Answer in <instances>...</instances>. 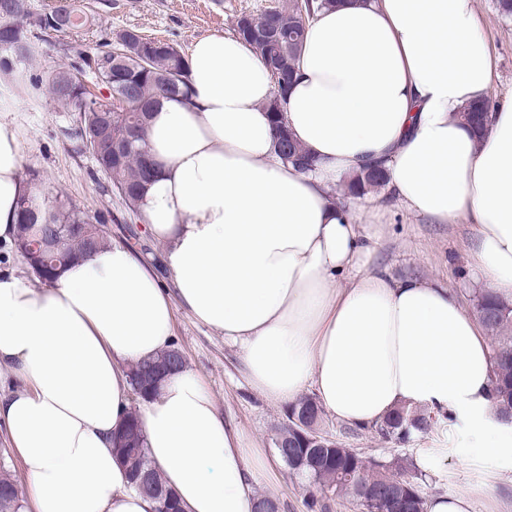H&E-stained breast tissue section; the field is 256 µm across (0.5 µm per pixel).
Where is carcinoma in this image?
I'll list each match as a JSON object with an SVG mask.
<instances>
[{"label": "carcinoma", "instance_id": "obj_1", "mask_svg": "<svg viewBox=\"0 0 512 512\" xmlns=\"http://www.w3.org/2000/svg\"><path fill=\"white\" fill-rule=\"evenodd\" d=\"M64 0H58L47 9L35 10L32 0H0V19L10 16L24 20L9 38L0 37V77L22 85L28 94L47 97L60 111L77 114L76 150L86 153L107 175L111 192L125 205L133 218L141 217L139 202L145 187L156 172L147 139L151 113L161 100L172 96L186 98L190 93L185 53L170 54L159 51L152 42L117 41L92 46L93 55L100 61L96 70L77 69L68 65L48 76L33 73V62L48 46L63 40L61 31L51 20ZM343 0H302L299 7L310 17L326 7H335ZM296 6L291 10L269 11L258 18L242 16L235 32L277 73L275 93L267 104L272 112L276 141L287 142L298 159L283 162L311 170L313 160L290 135L281 112L285 96L295 73L305 26L295 18ZM110 90L115 100L112 108L103 111L90 87ZM492 111L491 101L467 106L462 117L478 137L487 132ZM385 184V171L380 166L366 170L349 181L348 194L359 196L368 189ZM17 233L14 246L27 268L41 282L57 280L65 267L80 260L91 250L108 243L106 233H97L94 225L105 223V216L82 210L67 195L56 194L48 199L37 192L23 193L16 205ZM475 318L490 335L494 378L491 395L495 415L505 424L512 423V300L485 291L476 297ZM184 360L178 348L162 350L150 360L128 367L131 384L148 378L160 367L175 370ZM311 408V420L318 423L322 409L316 398L301 396L288 406L287 414H298ZM435 424V416L426 408L397 409L378 426L386 437L407 439L414 433H426ZM288 447L276 449L288 470L305 477L314 485H331L337 499L348 489V477L364 470L368 474L366 491L376 500H383L393 488L404 486L409 498L400 502L394 512H426L427 499L418 490L425 466L405 460L395 465L390 461L366 457L356 448H345L336 443L334 448L318 450L304 447L295 440V432L286 431ZM116 456L129 471L130 479L143 481L160 489L168 499L175 494L163 484L152 468L146 452L145 435L137 410H132L112 438ZM23 500V488L7 466H0V512H18Z\"/></svg>", "mask_w": 512, "mask_h": 512}]
</instances>
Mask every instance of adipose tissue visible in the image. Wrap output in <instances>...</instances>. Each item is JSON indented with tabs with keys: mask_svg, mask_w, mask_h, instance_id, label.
<instances>
[{
	"mask_svg": "<svg viewBox=\"0 0 512 512\" xmlns=\"http://www.w3.org/2000/svg\"><path fill=\"white\" fill-rule=\"evenodd\" d=\"M189 99L148 130L158 164L141 202L175 284L114 243L36 286L0 275V425L28 480L23 512H157L129 482L111 436L132 406L129 364L173 344L174 302L236 345L251 387L281 405L314 390L322 409L372 429L396 408L464 412L488 447L489 342L440 280L363 266L387 209L337 196L379 165L407 212L470 231L486 291L512 296V94L476 139L460 118L491 94L494 62L475 0H345L310 20L285 116L316 161L275 153L274 81L231 34L192 43ZM17 129L0 122V241L16 233ZM140 414L152 466L182 512H254L269 463L225 423L190 369Z\"/></svg>",
	"mask_w": 512,
	"mask_h": 512,
	"instance_id": "ef3b65f1",
	"label": "adipose tissue"
}]
</instances>
